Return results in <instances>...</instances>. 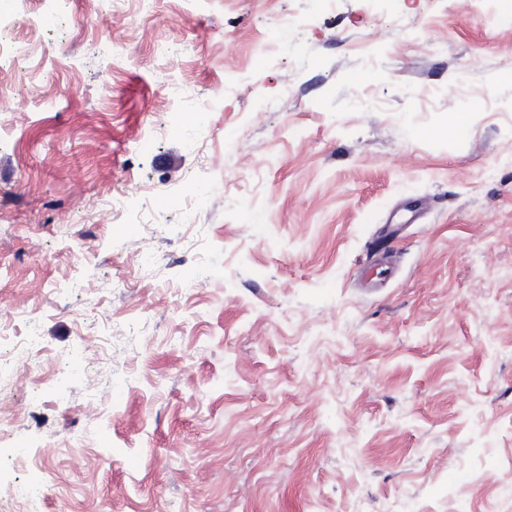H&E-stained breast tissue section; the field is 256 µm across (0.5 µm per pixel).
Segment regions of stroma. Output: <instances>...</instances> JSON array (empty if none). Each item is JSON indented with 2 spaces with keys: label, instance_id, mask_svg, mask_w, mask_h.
<instances>
[{
  "label": "stroma",
  "instance_id": "obj_1",
  "mask_svg": "<svg viewBox=\"0 0 512 512\" xmlns=\"http://www.w3.org/2000/svg\"><path fill=\"white\" fill-rule=\"evenodd\" d=\"M0 19V512H512V0Z\"/></svg>",
  "mask_w": 512,
  "mask_h": 512
}]
</instances>
